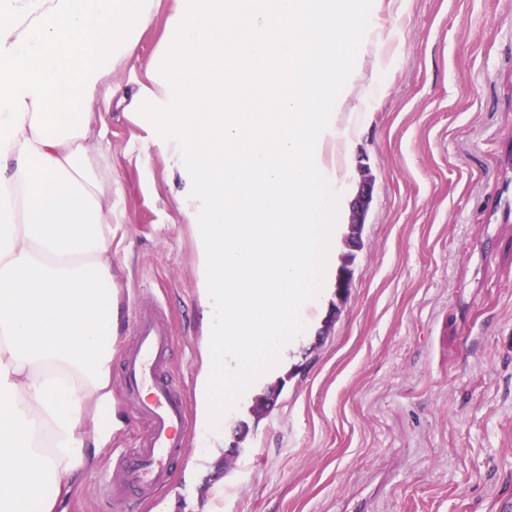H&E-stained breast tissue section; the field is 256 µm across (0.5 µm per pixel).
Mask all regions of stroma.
I'll return each mask as SVG.
<instances>
[{"label": "stroma", "mask_w": 512, "mask_h": 512, "mask_svg": "<svg viewBox=\"0 0 512 512\" xmlns=\"http://www.w3.org/2000/svg\"><path fill=\"white\" fill-rule=\"evenodd\" d=\"M163 0L137 55L140 79L170 10ZM357 50L336 86V194L349 221L358 165L374 177L362 245L286 357L272 358L224 415L221 439L191 428L171 483L114 506L101 471L135 447L138 422L112 372L123 423L74 484L63 512H501L512 504V0H359ZM123 221L112 265L126 303L156 299L174 337L166 355L195 412L199 312L195 243L144 128L106 117ZM284 387L262 419L252 406Z\"/></svg>", "instance_id": "1"}]
</instances>
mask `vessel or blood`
<instances>
[{
	"mask_svg": "<svg viewBox=\"0 0 512 512\" xmlns=\"http://www.w3.org/2000/svg\"><path fill=\"white\" fill-rule=\"evenodd\" d=\"M133 333L134 344L121 354L124 389L127 403L148 427L138 447L113 459L104 476L103 487L116 501H144L167 486L190 427L185 401L164 359L172 338L159 304L138 303Z\"/></svg>",
	"mask_w": 512,
	"mask_h": 512,
	"instance_id": "b4317fda",
	"label": "vessel or blood"
}]
</instances>
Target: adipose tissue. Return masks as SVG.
Instances as JSON below:
<instances>
[{
  "instance_id": "adipose-tissue-1",
  "label": "adipose tissue",
  "mask_w": 512,
  "mask_h": 512,
  "mask_svg": "<svg viewBox=\"0 0 512 512\" xmlns=\"http://www.w3.org/2000/svg\"><path fill=\"white\" fill-rule=\"evenodd\" d=\"M159 0H0V512H56L112 431V172L120 101L181 184L204 339L198 421L224 411L325 290L338 226L322 161L336 94L312 57L353 54L336 0H174L141 80L113 83ZM234 89L253 125L216 109ZM249 141L246 153L225 145Z\"/></svg>"
}]
</instances>
